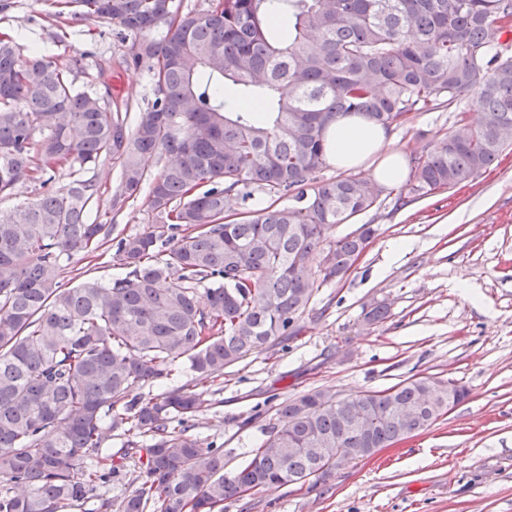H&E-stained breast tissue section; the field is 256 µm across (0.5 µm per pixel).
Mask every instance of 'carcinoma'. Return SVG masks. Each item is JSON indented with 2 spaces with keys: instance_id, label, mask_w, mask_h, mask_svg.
<instances>
[{
  "instance_id": "obj_1",
  "label": "carcinoma",
  "mask_w": 512,
  "mask_h": 512,
  "mask_svg": "<svg viewBox=\"0 0 512 512\" xmlns=\"http://www.w3.org/2000/svg\"><path fill=\"white\" fill-rule=\"evenodd\" d=\"M74 3L76 17L119 25L131 40L122 63L151 74L154 98L80 91L70 75L82 57L60 66L1 35L0 198L110 160L118 211L147 180L145 159L166 162L139 233L112 239L113 226L87 223L98 188L80 178L0 219V512H72L114 478L130 491L99 498L98 512H224L228 499L369 458L458 405L466 389L453 378L340 399L312 389L280 404L285 423L230 475L224 449L194 432L224 369L299 332L318 281L349 269L374 233L363 224L322 248L382 192L359 174L319 179L331 124L357 114L390 131L414 112L456 113L411 158L413 198L470 182L512 146V0H210L186 13L173 0ZM257 194L288 206L241 209ZM109 241L124 276L62 282L63 257ZM184 368L190 380L144 392ZM130 433L117 462L109 441Z\"/></svg>"
}]
</instances>
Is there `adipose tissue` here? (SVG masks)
<instances>
[{"instance_id": "1", "label": "adipose tissue", "mask_w": 512, "mask_h": 512, "mask_svg": "<svg viewBox=\"0 0 512 512\" xmlns=\"http://www.w3.org/2000/svg\"><path fill=\"white\" fill-rule=\"evenodd\" d=\"M327 156L338 168L358 172L370 157H378L373 170L378 184L391 186L407 176L405 155L390 148L385 131L358 115H349L330 126L327 135Z\"/></svg>"}]
</instances>
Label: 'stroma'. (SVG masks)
<instances>
[{"mask_svg":"<svg viewBox=\"0 0 512 512\" xmlns=\"http://www.w3.org/2000/svg\"><path fill=\"white\" fill-rule=\"evenodd\" d=\"M71 13L62 0H0V33L57 61L83 56L72 75L79 89L151 100L153 85L142 71L118 69L96 83V62L120 57L126 47L117 24L75 21ZM454 119L445 109L411 114L392 130L393 146L408 156L427 153ZM86 175L99 187L91 221L125 234L152 223L144 191L113 211L120 177L112 162ZM363 224L375 230L363 256L349 274L319 287L300 335L248 355L215 381L195 417L201 446H223L224 470L235 471L281 426L278 404L315 388L349 396L432 376L457 379L468 395L374 458L225 501L224 512H512V148L464 187L405 206L382 192L371 210L327 239ZM123 274L104 246L63 260L61 279L73 286ZM380 301L387 319L366 326L365 313Z\"/></svg>","mask_w":512,"mask_h":512,"instance_id":"stroma-1","label":"stroma"}]
</instances>
